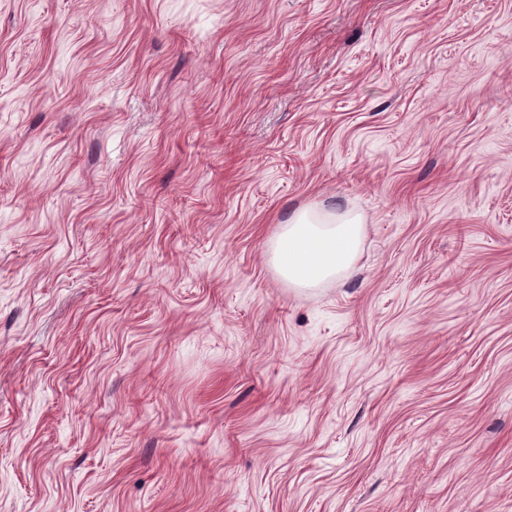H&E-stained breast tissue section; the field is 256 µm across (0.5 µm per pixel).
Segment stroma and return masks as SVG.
<instances>
[{"label":"stroma","instance_id":"1","mask_svg":"<svg viewBox=\"0 0 512 512\" xmlns=\"http://www.w3.org/2000/svg\"><path fill=\"white\" fill-rule=\"evenodd\" d=\"M0 512H512V0H0ZM365 233L359 215L310 207L281 224L273 244L280 275L295 286L306 287L357 271Z\"/></svg>","mask_w":512,"mask_h":512}]
</instances>
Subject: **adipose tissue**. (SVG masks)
I'll use <instances>...</instances> for the list:
<instances>
[{"mask_svg":"<svg viewBox=\"0 0 512 512\" xmlns=\"http://www.w3.org/2000/svg\"><path fill=\"white\" fill-rule=\"evenodd\" d=\"M359 215L310 207L280 225L273 258L280 275L299 287L352 275L364 238Z\"/></svg>","mask_w":512,"mask_h":512,"instance_id":"obj_1","label":"adipose tissue"}]
</instances>
